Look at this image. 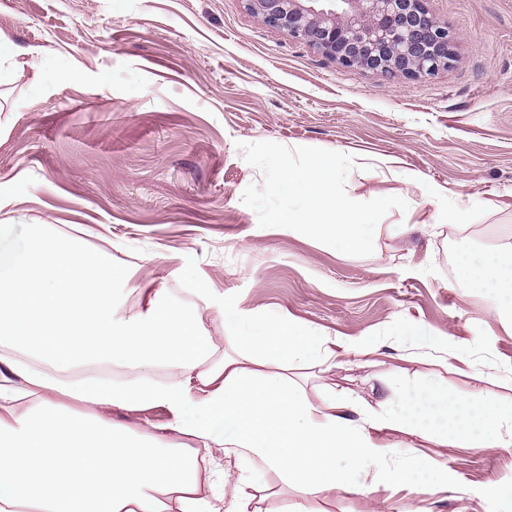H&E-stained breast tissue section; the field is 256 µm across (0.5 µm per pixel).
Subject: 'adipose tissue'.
Wrapping results in <instances>:
<instances>
[{
	"instance_id": "ef3b65f1",
	"label": "adipose tissue",
	"mask_w": 512,
	"mask_h": 512,
	"mask_svg": "<svg viewBox=\"0 0 512 512\" xmlns=\"http://www.w3.org/2000/svg\"><path fill=\"white\" fill-rule=\"evenodd\" d=\"M457 279L511 295L512 245L461 256ZM130 280L50 224L25 249L0 253V512H279L256 505V474L343 490L354 481L347 463L377 465L389 432L453 448L512 445V396L474 401L419 385L378 411L349 395L316 403L289 370L366 354V344L239 310L212 288L187 309L133 285L137 309L122 315L112 286ZM212 309L252 323L237 339L242 357L210 361ZM117 364L142 375L93 374ZM155 369L166 378H149ZM106 407L161 408L169 421L133 429L107 420ZM215 446L225 462L201 460L199 449Z\"/></svg>"
}]
</instances>
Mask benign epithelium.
Here are the masks:
<instances>
[{"instance_id": "benign-epithelium-1", "label": "benign epithelium", "mask_w": 512, "mask_h": 512, "mask_svg": "<svg viewBox=\"0 0 512 512\" xmlns=\"http://www.w3.org/2000/svg\"><path fill=\"white\" fill-rule=\"evenodd\" d=\"M262 23L288 32L345 67L392 78L449 67L448 24L425 0H245Z\"/></svg>"}]
</instances>
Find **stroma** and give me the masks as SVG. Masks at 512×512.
I'll return each mask as SVG.
<instances>
[{"instance_id":"stroma-1","label":"stroma","mask_w":512,"mask_h":512,"mask_svg":"<svg viewBox=\"0 0 512 512\" xmlns=\"http://www.w3.org/2000/svg\"><path fill=\"white\" fill-rule=\"evenodd\" d=\"M425 6L453 35L452 63L394 79L340 65L245 0H0V41L21 65L0 89V224L16 227L5 249L52 224L164 289L166 305L199 306L214 288L243 310L370 341L368 355L292 371L313 400L348 392L375 409L417 383L511 393L512 299L460 287L451 268L512 243V0ZM42 63L52 76L30 88ZM260 141L347 154L349 197L408 208L386 214L364 257L260 226L242 194L264 176L240 149ZM413 444L444 465L437 483L400 486L372 468L332 496L272 474L259 490L280 512H512L493 493L512 483V446Z\"/></svg>"}]
</instances>
